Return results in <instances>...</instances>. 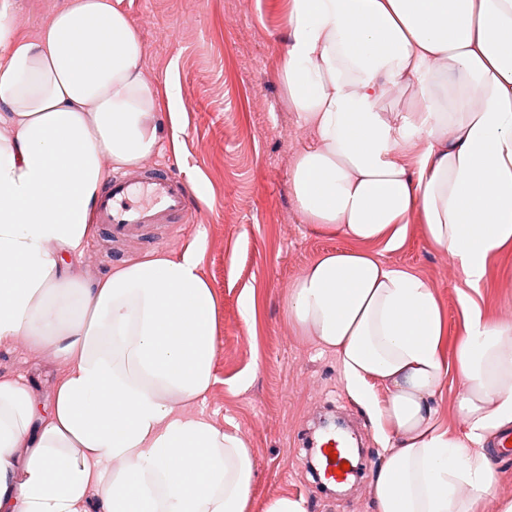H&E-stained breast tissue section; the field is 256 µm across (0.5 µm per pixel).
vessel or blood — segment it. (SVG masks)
<instances>
[{
    "label": "vessel or blood",
    "mask_w": 512,
    "mask_h": 512,
    "mask_svg": "<svg viewBox=\"0 0 512 512\" xmlns=\"http://www.w3.org/2000/svg\"><path fill=\"white\" fill-rule=\"evenodd\" d=\"M141 187L149 189L154 205L137 204L135 196ZM189 207V198L179 183L147 169L138 176H119L108 183L99 199L97 220L119 240L148 225L183 215ZM320 448L324 478L335 483L346 481L348 467L355 462L353 441L339 433L329 434L322 438Z\"/></svg>",
    "instance_id": "obj_1"
}]
</instances>
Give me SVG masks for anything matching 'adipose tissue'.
Returning <instances> with one entry per match:
<instances>
[{
	"label": "adipose tissue",
	"mask_w": 512,
	"mask_h": 512,
	"mask_svg": "<svg viewBox=\"0 0 512 512\" xmlns=\"http://www.w3.org/2000/svg\"><path fill=\"white\" fill-rule=\"evenodd\" d=\"M0 0V343L61 361L48 404L0 379V512H244L255 453L203 406L217 381V300L202 240L84 277L68 259L93 238L106 164L133 168L158 141L161 100L144 45L112 0H70L30 41ZM280 80L313 130L291 170L313 230L348 240L291 284L296 335L336 352L375 407L386 457L376 512H471L490 494L488 436L512 430V323L464 304L440 352L432 284L371 249L412 218L478 287L512 245V0H289ZM453 95L436 85L449 72ZM407 90V111L384 100ZM460 436L434 398L449 372ZM467 487L468 498L458 490Z\"/></svg>",
	"instance_id": "adipose-tissue-1"
}]
</instances>
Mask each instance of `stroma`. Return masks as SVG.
<instances>
[{
  "label": "stroma",
  "instance_id": "stroma-1",
  "mask_svg": "<svg viewBox=\"0 0 512 512\" xmlns=\"http://www.w3.org/2000/svg\"><path fill=\"white\" fill-rule=\"evenodd\" d=\"M65 2L15 0L14 37L34 39ZM288 2L112 0L144 44L148 82L179 94L173 108L161 110L149 161L185 186L206 187L209 199H192L186 216L116 249L98 230L71 262L99 276L116 262L177 252L203 237L201 268L218 300L217 381L205 408L255 452L246 512H267L281 498L303 501L306 512H374L373 476L385 458L376 416L348 389L336 354L288 324L292 282L321 254L347 246L305 224L291 195L293 159L312 133L289 110L280 81ZM374 250L434 286L445 318L444 357L464 333L463 296L486 321L512 322V248L490 256L475 289L426 239L419 220L397 248ZM247 297L255 306L249 321L242 316ZM59 373L50 356L0 344V376L26 381L41 401L51 399ZM334 417L354 421L365 448L362 470L342 496L318 485L310 467L309 436Z\"/></svg>",
  "mask_w": 512,
  "mask_h": 512
}]
</instances>
